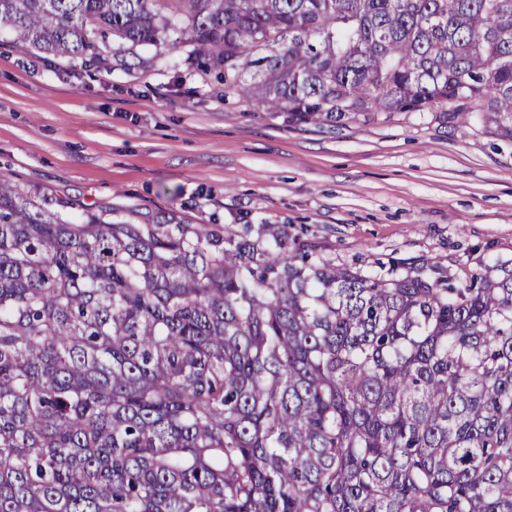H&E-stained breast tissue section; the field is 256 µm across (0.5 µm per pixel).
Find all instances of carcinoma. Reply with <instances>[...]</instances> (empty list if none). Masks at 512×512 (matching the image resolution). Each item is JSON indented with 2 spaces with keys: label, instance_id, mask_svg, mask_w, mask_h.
I'll return each instance as SVG.
<instances>
[{
  "label": "carcinoma",
  "instance_id": "cac0c4a2",
  "mask_svg": "<svg viewBox=\"0 0 512 512\" xmlns=\"http://www.w3.org/2000/svg\"><path fill=\"white\" fill-rule=\"evenodd\" d=\"M0 22L71 58L176 33L292 123L444 108L512 141V0H0ZM0 512H512V267L382 278L286 224L72 222L1 175Z\"/></svg>",
  "mask_w": 512,
  "mask_h": 512
}]
</instances>
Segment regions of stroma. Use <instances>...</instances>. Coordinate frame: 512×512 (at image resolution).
I'll list each match as a JSON object with an SVG mask.
<instances>
[{
	"label": "stroma",
	"mask_w": 512,
	"mask_h": 512,
	"mask_svg": "<svg viewBox=\"0 0 512 512\" xmlns=\"http://www.w3.org/2000/svg\"><path fill=\"white\" fill-rule=\"evenodd\" d=\"M21 49L0 23V175L54 202L143 223L285 224L371 274L512 259V141L451 112L333 127L225 95L165 41L145 68Z\"/></svg>",
	"instance_id": "1"
}]
</instances>
